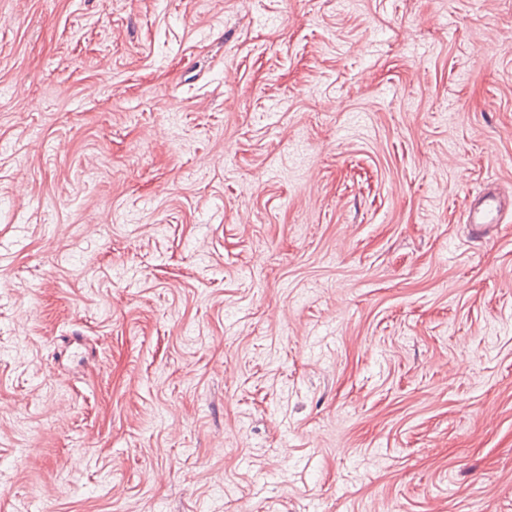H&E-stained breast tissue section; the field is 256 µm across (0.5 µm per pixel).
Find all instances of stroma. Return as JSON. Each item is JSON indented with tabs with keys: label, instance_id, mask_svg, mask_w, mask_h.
I'll return each instance as SVG.
<instances>
[{
	"label": "stroma",
	"instance_id": "obj_1",
	"mask_svg": "<svg viewBox=\"0 0 512 512\" xmlns=\"http://www.w3.org/2000/svg\"><path fill=\"white\" fill-rule=\"evenodd\" d=\"M489 185L512 0H0V512H512ZM501 214V203L494 192L475 196L463 205V222L469 224L476 237H483L490 224H502Z\"/></svg>",
	"mask_w": 512,
	"mask_h": 512
}]
</instances>
